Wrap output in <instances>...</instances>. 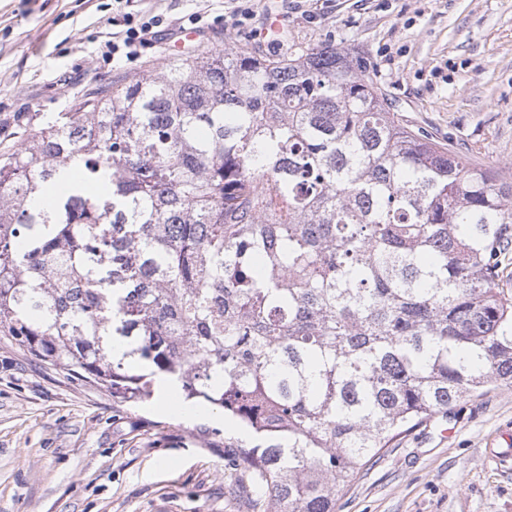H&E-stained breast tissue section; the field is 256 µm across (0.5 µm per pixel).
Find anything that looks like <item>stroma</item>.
<instances>
[{"instance_id": "1", "label": "stroma", "mask_w": 512, "mask_h": 512, "mask_svg": "<svg viewBox=\"0 0 512 512\" xmlns=\"http://www.w3.org/2000/svg\"><path fill=\"white\" fill-rule=\"evenodd\" d=\"M0 0V150L19 123L169 63L101 57L130 13L193 29L196 49L248 46L270 14L288 36L362 57L413 129L512 182V0ZM241 433L70 380L0 337V512H267L234 485ZM512 386H494L394 441L337 495L336 512H512Z\"/></svg>"}]
</instances>
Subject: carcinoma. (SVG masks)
<instances>
[{"label": "carcinoma", "mask_w": 512, "mask_h": 512, "mask_svg": "<svg viewBox=\"0 0 512 512\" xmlns=\"http://www.w3.org/2000/svg\"><path fill=\"white\" fill-rule=\"evenodd\" d=\"M509 255L512 186L330 45L186 53L0 153V336L224 410L270 512H336L398 437L512 386Z\"/></svg>", "instance_id": "1"}]
</instances>
